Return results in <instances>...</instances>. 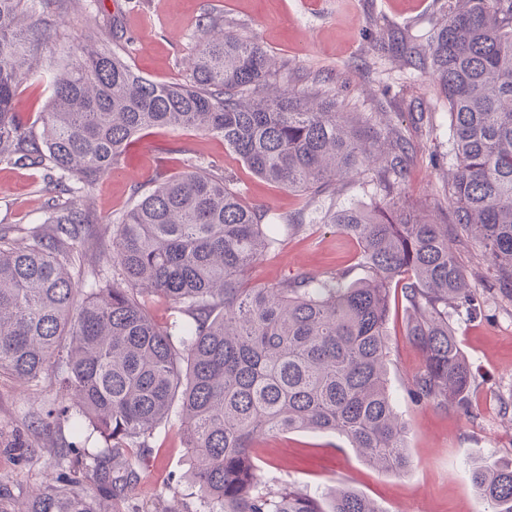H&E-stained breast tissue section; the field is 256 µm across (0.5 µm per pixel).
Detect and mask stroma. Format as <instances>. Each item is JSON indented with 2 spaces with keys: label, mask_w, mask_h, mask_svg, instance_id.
<instances>
[{
  "label": "stroma",
  "mask_w": 512,
  "mask_h": 512,
  "mask_svg": "<svg viewBox=\"0 0 512 512\" xmlns=\"http://www.w3.org/2000/svg\"><path fill=\"white\" fill-rule=\"evenodd\" d=\"M112 20L113 50L126 54L142 76L182 82L199 44L198 21H219V32L255 39L274 61L277 83L302 93L320 91L350 113L361 130L388 128L409 143L399 202L433 223L448 210V180L454 168L448 104L432 90L423 69L405 56L381 51L398 35L423 42L443 21L448 0H79ZM212 166L251 205L300 222L274 252L249 272L251 283L274 285L298 274L321 279L346 269L365 278L358 247L327 223L328 205L370 209L386 201L377 180L388 155L378 152L360 175L340 179L320 200L275 185L253 174L223 138L187 130L143 132L111 172L79 197L96 217L89 232L111 239L112 226L163 178L179 173L186 157ZM41 172L0 163V225L26 235L46 218ZM449 250L466 269L480 302L478 312L459 307L450 322L473 376L469 410L416 403L409 396L424 355L405 334L403 304L392 309L389 333V388L400 419L409 429V471H378L331 433L269 434L255 443L261 477L273 488L291 485L311 493L347 485L375 500L382 512H484L468 476L473 457L512 463V301L492 289L490 263L470 241L449 238ZM51 380L33 386L0 377V488L23 497L53 480L57 455L73 442L67 424L44 429L37 412L61 408ZM136 479L126 496L141 512L165 505L169 512H201L197 490L187 477V450L180 417L171 413L147 442Z\"/></svg>",
  "instance_id": "stroma-1"
}]
</instances>
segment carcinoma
Segmentation results:
<instances>
[{"label":"carcinoma","mask_w":512,"mask_h":512,"mask_svg":"<svg viewBox=\"0 0 512 512\" xmlns=\"http://www.w3.org/2000/svg\"><path fill=\"white\" fill-rule=\"evenodd\" d=\"M62 2L0 0V162L43 172L47 213L23 244L0 225V376L51 377L71 407L46 417L72 420L77 436L95 434L105 448L62 455L59 477L28 496L24 512H118L108 501L120 498L145 440L175 405L203 512H382L348 487L318 497L272 488L253 441L332 433L384 472L410 468L407 428L387 382L393 288L407 311L405 335L425 357L415 401L469 409L472 372L448 309L475 312L477 304L448 251V225L475 240L512 301V0L450 3L411 50L448 102L455 172L447 223L402 205L333 211L329 223L356 241L368 277L299 274L271 286L246 276L280 245L276 228L191 157L112 225L111 243L92 251L88 271L74 242L94 217L77 198L155 128L218 135L255 175L313 199L369 163L381 133L368 142L335 102L310 106L288 88L243 99L270 81V58L250 39L213 33L208 17L199 19L210 36L190 77L158 83L112 51V26L89 24L81 10L72 17L75 51L49 77L37 132L13 99L40 76L32 42H56L52 17ZM395 149L379 173L390 194L404 170L405 147ZM104 265L112 278L97 277ZM154 299L187 320L161 325L149 310ZM468 473L486 512H512V466L475 459Z\"/></svg>","instance_id":"1"}]
</instances>
